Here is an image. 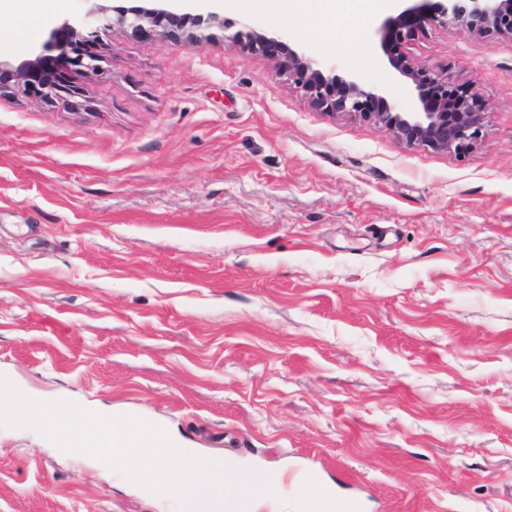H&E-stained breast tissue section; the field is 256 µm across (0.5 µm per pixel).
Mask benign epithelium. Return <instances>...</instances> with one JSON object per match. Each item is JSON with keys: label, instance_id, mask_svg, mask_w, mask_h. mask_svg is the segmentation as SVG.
<instances>
[{"label": "benign epithelium", "instance_id": "7a95c632", "mask_svg": "<svg viewBox=\"0 0 512 512\" xmlns=\"http://www.w3.org/2000/svg\"><path fill=\"white\" fill-rule=\"evenodd\" d=\"M413 18L451 23L483 36H512V0H438L428 11L411 6L387 18L378 30L379 44L404 83L416 92L418 107L414 112L399 111L381 92L276 37L247 31L238 33L237 39L255 52L263 53L270 46L277 48L288 79L319 110L359 116L392 131L411 146L464 153L483 137L486 112L481 93L462 90L443 80L434 69L415 66L405 55L394 53L412 39ZM189 20L177 13L168 0H157L149 7L123 11L112 19L86 17L76 24L65 21L52 33L55 54L38 55L15 69L0 60V90L6 87L5 77L13 76L24 89L33 87L43 98L61 92L71 95L75 90L66 84V79L59 78V73L68 65L89 71L98 69L99 58L90 45L98 38L99 29L116 24L134 33L166 34L183 28Z\"/></svg>", "mask_w": 512, "mask_h": 512}]
</instances>
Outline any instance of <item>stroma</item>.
I'll return each mask as SVG.
<instances>
[{
    "label": "stroma",
    "instance_id": "35a3bbf8",
    "mask_svg": "<svg viewBox=\"0 0 512 512\" xmlns=\"http://www.w3.org/2000/svg\"><path fill=\"white\" fill-rule=\"evenodd\" d=\"M180 2L201 46L114 26L74 94L0 92V374L270 477L314 458L367 512H512V39L427 22L404 48L485 99L457 155L322 112L232 41L292 37L412 110L373 0L303 29ZM97 6L14 0L0 59ZM0 512L173 509L0 426Z\"/></svg>",
    "mask_w": 512,
    "mask_h": 512
}]
</instances>
